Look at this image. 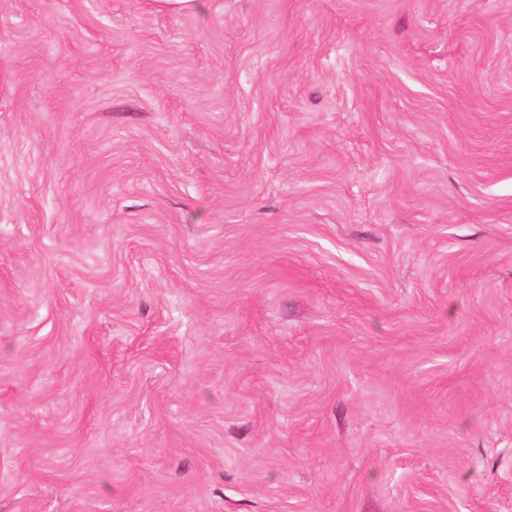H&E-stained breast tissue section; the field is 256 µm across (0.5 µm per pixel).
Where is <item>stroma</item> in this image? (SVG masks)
<instances>
[{"instance_id": "obj_1", "label": "stroma", "mask_w": 512, "mask_h": 512, "mask_svg": "<svg viewBox=\"0 0 512 512\" xmlns=\"http://www.w3.org/2000/svg\"><path fill=\"white\" fill-rule=\"evenodd\" d=\"M0 512H512V0H0Z\"/></svg>"}]
</instances>
